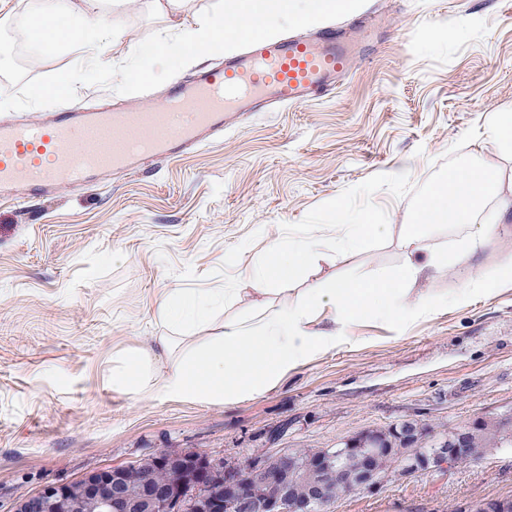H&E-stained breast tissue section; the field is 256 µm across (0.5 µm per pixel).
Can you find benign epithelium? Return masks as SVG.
Listing matches in <instances>:
<instances>
[{"label": "benign epithelium", "mask_w": 512, "mask_h": 512, "mask_svg": "<svg viewBox=\"0 0 512 512\" xmlns=\"http://www.w3.org/2000/svg\"><path fill=\"white\" fill-rule=\"evenodd\" d=\"M382 451L380 442L365 437L346 440V444L325 449L318 467L328 479L351 490H375L379 484L367 462ZM276 465L261 457L224 466L197 451H161L132 465L134 480L142 494L129 492L127 469L113 467L85 473L67 484L45 485L16 500L13 512H315L328 497V483L312 486L308 499L299 501L283 472L294 458L284 451L275 454ZM471 459L467 432L453 435L432 449L429 460L433 469L447 470ZM162 470L176 473L172 483H160ZM466 512H512V496L478 498Z\"/></svg>", "instance_id": "7a95c632"}]
</instances>
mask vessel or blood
<instances>
[{"mask_svg":"<svg viewBox=\"0 0 512 512\" xmlns=\"http://www.w3.org/2000/svg\"><path fill=\"white\" fill-rule=\"evenodd\" d=\"M378 22L325 29L312 37H251L222 67L174 84L160 109L54 112L33 123L0 126V196L25 187L48 196L93 177H122L158 158L211 144L256 107L301 105L337 89L356 39Z\"/></svg>","mask_w":512,"mask_h":512,"instance_id":"obj_1","label":"vessel or blood"}]
</instances>
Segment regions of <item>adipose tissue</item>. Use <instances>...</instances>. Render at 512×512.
Wrapping results in <instances>:
<instances>
[{
	"mask_svg": "<svg viewBox=\"0 0 512 512\" xmlns=\"http://www.w3.org/2000/svg\"><path fill=\"white\" fill-rule=\"evenodd\" d=\"M165 17L163 36L142 50L138 73L117 75L121 85L148 78L166 80L175 67L194 66L206 50H229L242 37L274 36L297 24H319L338 12H351L358 0H213L193 23L184 14L188 0H142ZM130 0H13L12 11L24 18L28 39L39 52L64 50L86 70H97L104 49L123 32ZM489 159L482 164L450 168L430 190L414 224L402 225L403 264L395 275L373 280L357 277L334 283L311 278L312 264L325 242L347 255L372 237L388 233L372 224L366 211L346 203L336 206V221L323 234H297L268 241L261 261L249 267L244 282L255 299L250 316L215 323V295L175 289L159 309L173 336L155 337L148 348L128 349L112 370L113 388L140 398L170 396L232 403L263 394L288 372L327 353L345 328L365 317L403 325L430 314L442 304H462L490 295L512 279V259L493 274L476 271L465 287L438 297L421 288L422 280L447 263L469 264L475 253L512 216V111L489 112L476 133ZM447 225L449 254H425L424 241L433 227ZM307 287H297L301 277ZM288 289V303L268 300L276 286ZM213 326L211 335L199 328Z\"/></svg>",
	"mask_w": 512,
	"mask_h": 512,
	"instance_id": "1",
	"label": "adipose tissue"
}]
</instances>
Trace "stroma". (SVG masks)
I'll use <instances>...</instances> for the list:
<instances>
[{"instance_id":"obj_1","label":"stroma","mask_w":512,"mask_h":512,"mask_svg":"<svg viewBox=\"0 0 512 512\" xmlns=\"http://www.w3.org/2000/svg\"><path fill=\"white\" fill-rule=\"evenodd\" d=\"M385 23L333 93L239 120L222 141L148 163L118 181L49 197L0 198V512L49 483L127 465L159 451H198L228 464L283 448H331L408 418L448 427L512 413V283L406 326L375 318L234 404L139 398L112 387V365L164 326L175 288L239 283L268 238L318 232L337 202L367 209L390 234L353 255L323 247L326 281L372 279L402 264L401 231L448 168L483 161L473 132L512 109V0H361ZM454 36L431 40L432 29ZM163 25L138 0L105 53L131 65ZM68 78L66 96L36 88ZM169 83L115 88L78 73L70 54L35 53L20 18L0 6V125L49 112L163 103ZM401 176L389 180L392 171ZM288 430L278 445L269 430ZM512 495V448L445 473L396 476L328 512H462Z\"/></svg>"}]
</instances>
